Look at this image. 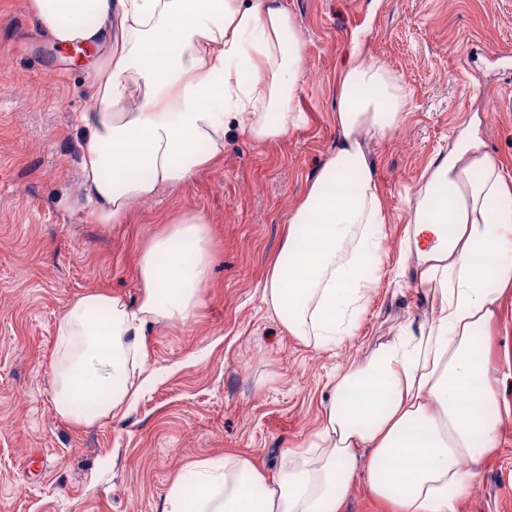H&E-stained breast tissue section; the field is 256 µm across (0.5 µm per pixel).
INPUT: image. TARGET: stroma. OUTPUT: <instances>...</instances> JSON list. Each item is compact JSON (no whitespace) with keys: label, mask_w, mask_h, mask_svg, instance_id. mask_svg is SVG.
Listing matches in <instances>:
<instances>
[{"label":"stroma","mask_w":512,"mask_h":512,"mask_svg":"<svg viewBox=\"0 0 512 512\" xmlns=\"http://www.w3.org/2000/svg\"><path fill=\"white\" fill-rule=\"evenodd\" d=\"M280 2L303 50L299 127L261 143L227 136L223 161L104 226L68 206L91 64L40 33L28 0H0V512H163L177 475L234 454L275 477L314 441L337 373L425 322L400 243L413 190L450 133L473 125L512 177V0ZM358 39L408 93L404 123L367 143L385 252L354 335L307 345L268 311L262 289L288 214L336 141L339 76ZM186 211L208 218L213 253L194 318L151 327L150 380L125 417L69 424L50 385L58 318L89 291L136 301L141 248ZM500 430L458 512H512V417ZM33 456L41 465L31 472Z\"/></svg>","instance_id":"1"}]
</instances>
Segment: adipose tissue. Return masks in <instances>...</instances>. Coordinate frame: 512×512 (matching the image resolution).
<instances>
[{
	"label": "adipose tissue",
	"instance_id": "ef3b65f1",
	"mask_svg": "<svg viewBox=\"0 0 512 512\" xmlns=\"http://www.w3.org/2000/svg\"><path fill=\"white\" fill-rule=\"evenodd\" d=\"M55 42L88 45L94 103L80 113L81 209L126 223L131 205L190 180L224 155L229 129L261 142L297 127L302 48L279 0H30ZM406 93L358 53L342 75L336 143L291 210L263 302L304 343L353 335L385 245L386 214L366 140L404 121ZM512 194L503 165L469 128L413 193L401 248L430 305L336 375L316 435L270 479L244 456L197 462L164 512H345L357 485L391 512H456L505 413L496 366L476 349L512 288ZM207 217L185 212L140 252L136 304L90 291L56 324V413L86 427L125 415L146 378L144 336L193 318L213 267Z\"/></svg>",
	"mask_w": 512,
	"mask_h": 512
}]
</instances>
